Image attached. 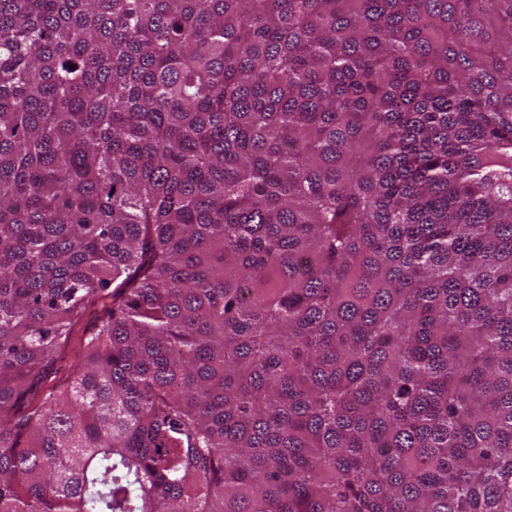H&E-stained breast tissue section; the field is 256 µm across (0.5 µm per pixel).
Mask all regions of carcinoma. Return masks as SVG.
<instances>
[{
  "label": "carcinoma",
  "mask_w": 512,
  "mask_h": 512,
  "mask_svg": "<svg viewBox=\"0 0 512 512\" xmlns=\"http://www.w3.org/2000/svg\"><path fill=\"white\" fill-rule=\"evenodd\" d=\"M0 512H512V0H0Z\"/></svg>",
  "instance_id": "carcinoma-1"
}]
</instances>
